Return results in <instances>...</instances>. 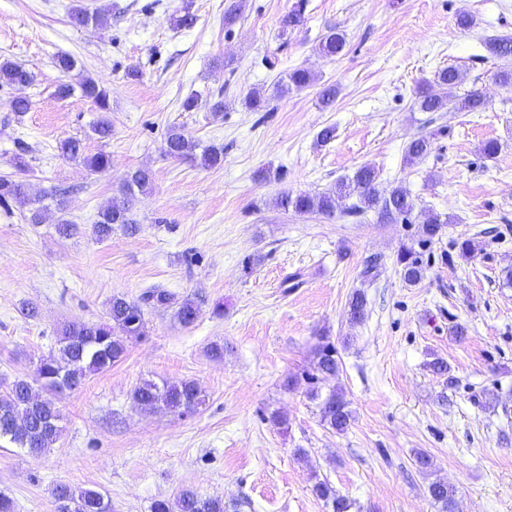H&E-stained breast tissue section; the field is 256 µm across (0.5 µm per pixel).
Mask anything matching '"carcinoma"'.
Instances as JSON below:
<instances>
[{
  "mask_svg": "<svg viewBox=\"0 0 512 512\" xmlns=\"http://www.w3.org/2000/svg\"><path fill=\"white\" fill-rule=\"evenodd\" d=\"M73 20L79 25L89 23L98 26L107 21L105 14L88 13L76 9ZM345 47V37L337 31H329L317 45L318 52L328 58L338 56ZM489 53L497 58L512 56V35L493 36L485 41ZM0 77L11 84L30 85L35 75L23 66L10 61L0 63ZM462 80L459 69L453 65L437 73V82L445 89L442 94L430 93L425 89L417 92V105L423 112H440L447 108L450 98L446 89L457 86ZM313 81V75L306 69L297 68L286 73V80L279 85L282 92L303 88ZM92 100L100 111H110V94L91 77H82L77 83L63 82L57 88V95L68 97L74 92ZM485 106V99L479 90L470 91L458 108L466 112H479ZM166 155L174 159L200 158L201 165L213 168L224 163V147L210 144L203 146L188 137L183 129L171 125L165 133ZM428 137L413 140L405 156L409 163L423 159L431 151ZM59 154L69 160L80 161L89 171L103 173L111 167V157L104 151L88 154L85 145L78 138H66L58 142ZM151 183V174L146 169H137L124 181L120 194L112 196L97 212L92 232L100 240L112 236L113 226L120 224L126 232L137 231L132 214L136 194L145 192ZM26 196V184L10 176H0V205L9 200H21ZM280 204L284 209L298 213L319 212L334 216L340 212L349 216H360L369 209H375L385 218L407 217L412 210L408 192L396 186L389 190L380 188L379 175L375 169L362 167L353 178L338 184L335 189L317 195H285ZM401 276L408 285H415L423 278V269L413 248L402 246L396 257ZM178 304L176 318L185 325H192L200 313L199 303L191 299L176 302L172 292L159 286L146 289L137 300L115 295L109 303L108 322L85 324L72 322L58 330L56 353L51 355L43 368L32 378H16L0 394V441L4 440L17 448H25L32 454H42L52 449L59 440L62 415L49 395L63 390L81 389L87 378L110 368L119 361L127 350V342L147 335L144 308H166ZM367 299L363 292L353 293L348 303V318L351 324L363 323L366 318ZM314 369L322 378H334L339 373L336 347L331 343L320 345L316 350ZM319 401L321 421L338 433L348 429L352 421L349 402L341 389L334 387L326 395L311 392ZM132 398L139 406H148L153 411L184 416L199 411L206 404L207 396L200 395L193 381L163 382L152 380L141 382L133 391ZM313 493L332 512H349L350 503L336 494V490L325 480L313 485ZM432 499L440 504L442 512H455L453 488L439 481L429 485ZM55 512H111L110 505L102 493L93 489H76L67 484H57L51 490ZM152 512H239L237 503H225L221 497H203L185 489L175 498L157 499L151 506Z\"/></svg>",
  "mask_w": 512,
  "mask_h": 512,
  "instance_id": "obj_1",
  "label": "carcinoma"
}]
</instances>
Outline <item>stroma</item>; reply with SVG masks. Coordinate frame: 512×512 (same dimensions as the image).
<instances>
[{"label": "stroma", "instance_id": "obj_1", "mask_svg": "<svg viewBox=\"0 0 512 512\" xmlns=\"http://www.w3.org/2000/svg\"><path fill=\"white\" fill-rule=\"evenodd\" d=\"M186 2L196 22L174 28ZM234 3L241 14L228 27ZM298 5L302 23L281 30ZM77 7L108 20L74 26ZM463 12L475 20L467 30L457 24ZM332 29L346 46L325 58L316 46ZM502 34L512 35V0H0V62L35 74L27 87L0 81V175L28 185L27 199L0 207V392L33 376L61 324L104 320L114 295L135 300L159 285L200 303L189 327L173 308L146 309L148 336L80 390L57 395L63 431L50 451L0 445V492L15 512H54L59 483L100 491L112 512H151L154 500L185 488L240 502V512H330L311 491L318 479L350 512H440L428 491L435 481L455 489V512H512V88L496 79L512 71V57L484 47ZM61 53L110 91L109 139L92 133L99 113L90 100L56 98ZM267 57L277 67L266 68ZM450 65L464 76L452 95L480 90L483 111L418 109L419 87ZM296 68L313 82L275 96L276 81ZM329 85L337 94L325 107ZM252 91L265 108L246 106ZM192 94L197 106L184 111ZM18 96L32 102L21 115L11 110ZM172 124L223 145V166L166 156ZM327 127L334 133L324 143ZM423 135L431 152L407 163L408 143ZM68 137L109 153L111 168L94 174L62 158L57 144ZM492 139L500 150L488 158L480 147ZM21 142L26 172L14 166ZM363 166L383 188L407 190L408 219L279 205L283 193L325 192ZM140 168L152 180L136 196L137 232L96 240L99 207ZM59 183L74 188L65 209L25 223L29 199ZM432 213L448 222L429 241L422 227ZM62 218L78 233L60 236ZM464 238L480 245L473 258L455 247ZM404 244L425 270L412 286L396 263ZM371 261L376 275L367 278ZM357 290L368 316L352 325L346 310ZM325 336L338 346L340 373L317 382ZM215 343L223 358L210 356ZM437 357L447 374L431 370ZM145 379L194 381L207 404L187 416L140 409L132 393ZM315 386L343 390L347 431L323 425L309 396ZM276 410L286 426L270 422ZM420 451L433 461L425 472L415 464Z\"/></svg>", "mask_w": 512, "mask_h": 512}]
</instances>
